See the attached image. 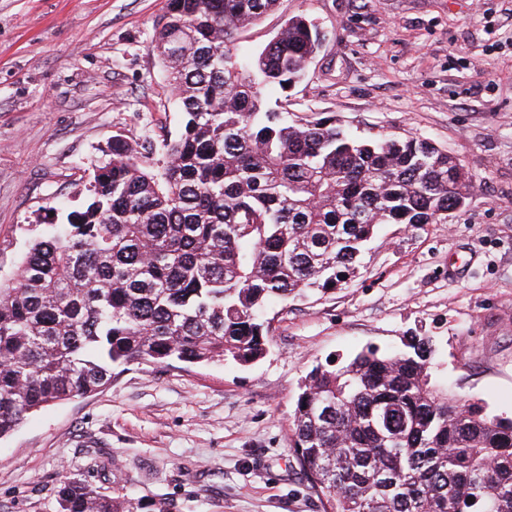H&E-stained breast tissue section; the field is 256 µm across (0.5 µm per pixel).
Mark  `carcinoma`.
Here are the masks:
<instances>
[{
    "label": "carcinoma",
    "mask_w": 512,
    "mask_h": 512,
    "mask_svg": "<svg viewBox=\"0 0 512 512\" xmlns=\"http://www.w3.org/2000/svg\"><path fill=\"white\" fill-rule=\"evenodd\" d=\"M279 0H165L152 50L182 111L131 144L45 224L0 282V439L131 364L264 358L265 309L348 283L381 224H446L463 165L417 138L365 141L288 121L264 93L299 83L318 27L288 19L260 51L238 36ZM427 336L318 365L290 447L323 512H512V417L448 396ZM57 512H170L65 481Z\"/></svg>",
    "instance_id": "cac0c4a2"
}]
</instances>
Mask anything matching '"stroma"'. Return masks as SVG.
Returning <instances> with one entry per match:
<instances>
[{"label": "stroma", "mask_w": 512, "mask_h": 512, "mask_svg": "<svg viewBox=\"0 0 512 512\" xmlns=\"http://www.w3.org/2000/svg\"><path fill=\"white\" fill-rule=\"evenodd\" d=\"M165 0H0V280L80 185L182 115L152 51ZM323 42L295 120L365 140L417 137L472 176L444 224L381 225L347 285L271 306L250 366L127 365L105 389L48 405L0 439V512H54L63 481L171 512H322L289 428L311 369L407 336L437 344L448 389L512 416V0H279L240 35L264 47L293 16Z\"/></svg>", "instance_id": "35a3bbf8"}]
</instances>
